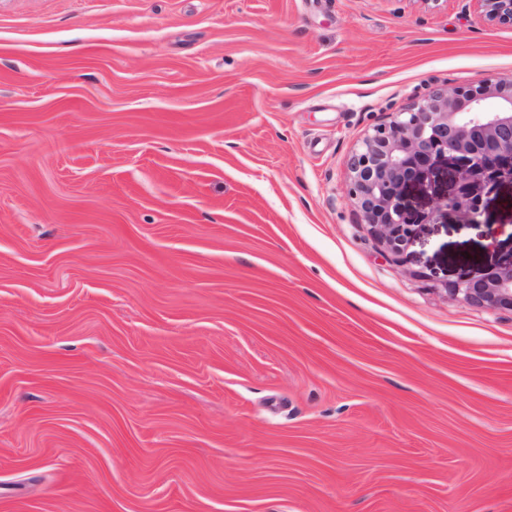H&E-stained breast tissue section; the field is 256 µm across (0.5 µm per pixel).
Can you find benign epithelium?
I'll return each mask as SVG.
<instances>
[{
	"label": "benign epithelium",
	"instance_id": "benign-epithelium-1",
	"mask_svg": "<svg viewBox=\"0 0 512 512\" xmlns=\"http://www.w3.org/2000/svg\"><path fill=\"white\" fill-rule=\"evenodd\" d=\"M490 22L512 25V0H477ZM511 167H505V163ZM455 191L439 203L463 224H476L482 190L512 179V79L475 87H440L377 125L347 162L349 193L369 232L396 259L404 258L419 218L406 192L444 166ZM445 291L478 308L512 310V262Z\"/></svg>",
	"mask_w": 512,
	"mask_h": 512
}]
</instances>
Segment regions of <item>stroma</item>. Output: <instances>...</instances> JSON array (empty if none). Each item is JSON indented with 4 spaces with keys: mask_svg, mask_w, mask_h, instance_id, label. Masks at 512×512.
<instances>
[{
    "mask_svg": "<svg viewBox=\"0 0 512 512\" xmlns=\"http://www.w3.org/2000/svg\"><path fill=\"white\" fill-rule=\"evenodd\" d=\"M489 78L477 0H0V512H512V312L444 289L512 181L397 261L346 178Z\"/></svg>",
    "mask_w": 512,
    "mask_h": 512,
    "instance_id": "35a3bbf8",
    "label": "stroma"
}]
</instances>
